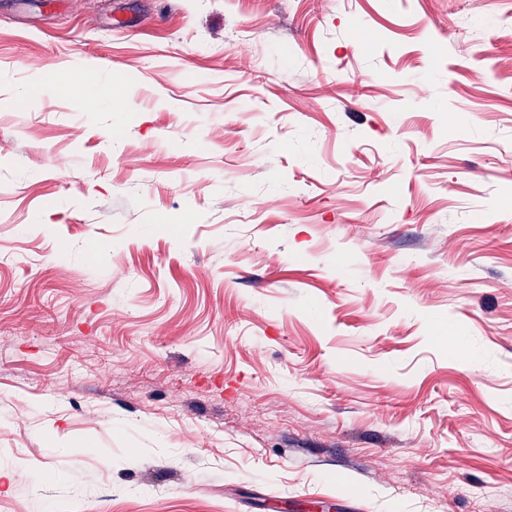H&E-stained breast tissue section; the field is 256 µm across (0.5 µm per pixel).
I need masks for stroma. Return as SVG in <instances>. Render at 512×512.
I'll return each mask as SVG.
<instances>
[{
  "instance_id": "35a3bbf8",
  "label": "stroma",
  "mask_w": 512,
  "mask_h": 512,
  "mask_svg": "<svg viewBox=\"0 0 512 512\" xmlns=\"http://www.w3.org/2000/svg\"><path fill=\"white\" fill-rule=\"evenodd\" d=\"M85 507L512 512V0H0V512ZM102 78L95 70L82 69L77 72L56 73L53 80L63 94L75 99L83 107L91 108L101 100L97 90Z\"/></svg>"
}]
</instances>
